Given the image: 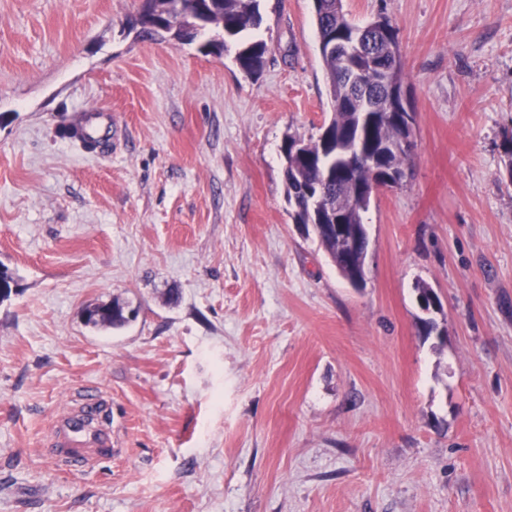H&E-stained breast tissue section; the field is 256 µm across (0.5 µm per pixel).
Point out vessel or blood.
<instances>
[{
  "label": "vessel or blood",
  "instance_id": "obj_1",
  "mask_svg": "<svg viewBox=\"0 0 512 512\" xmlns=\"http://www.w3.org/2000/svg\"><path fill=\"white\" fill-rule=\"evenodd\" d=\"M98 392L86 391L54 420L46 441V452L66 469H91L119 454V442L111 422L87 423L91 411L101 408Z\"/></svg>",
  "mask_w": 512,
  "mask_h": 512
}]
</instances>
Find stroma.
<instances>
[{"label":"stroma","mask_w":512,"mask_h":512,"mask_svg":"<svg viewBox=\"0 0 512 512\" xmlns=\"http://www.w3.org/2000/svg\"><path fill=\"white\" fill-rule=\"evenodd\" d=\"M140 5L0 0V512H512V0H343L391 20L415 114L361 288L284 195L331 116L313 0H260L252 76ZM88 109L91 149L58 133ZM115 297L135 320L84 324ZM85 386L123 452L67 471L43 441Z\"/></svg>","instance_id":"1"}]
</instances>
